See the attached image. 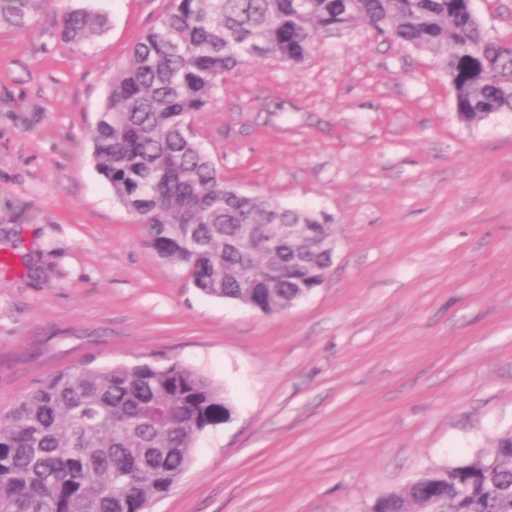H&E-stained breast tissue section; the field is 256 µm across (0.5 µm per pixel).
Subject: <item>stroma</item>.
Segmentation results:
<instances>
[{
	"label": "stroma",
	"mask_w": 512,
	"mask_h": 512,
	"mask_svg": "<svg viewBox=\"0 0 512 512\" xmlns=\"http://www.w3.org/2000/svg\"><path fill=\"white\" fill-rule=\"evenodd\" d=\"M166 0H49L0 29V406L179 360L232 406L152 512H370L512 428V114L467 127L428 53L365 28L256 59L192 125L226 182L331 214L322 286L269 316L161 261L94 167L107 80ZM105 33L61 43L57 13Z\"/></svg>",
	"instance_id": "stroma-1"
}]
</instances>
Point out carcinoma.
Here are the masks:
<instances>
[{
  "instance_id": "obj_1",
  "label": "carcinoma",
  "mask_w": 512,
  "mask_h": 512,
  "mask_svg": "<svg viewBox=\"0 0 512 512\" xmlns=\"http://www.w3.org/2000/svg\"><path fill=\"white\" fill-rule=\"evenodd\" d=\"M48 0H0V28L25 29ZM471 0H168L108 80L92 160L113 198L163 261L203 294L268 315L288 311L330 269L336 239L324 212L246 195L197 140L190 117L218 101L224 78L251 59L302 64L313 42L364 25L439 58L459 122L512 112V38L493 37ZM107 27L68 9L57 35L78 44ZM260 224L274 248L242 256L240 225ZM305 224L317 248L284 226ZM223 390L180 361L62 371L0 408V512H139L187 471L197 441L231 416ZM512 512V429L491 449L437 468L379 498L372 512Z\"/></svg>"
}]
</instances>
